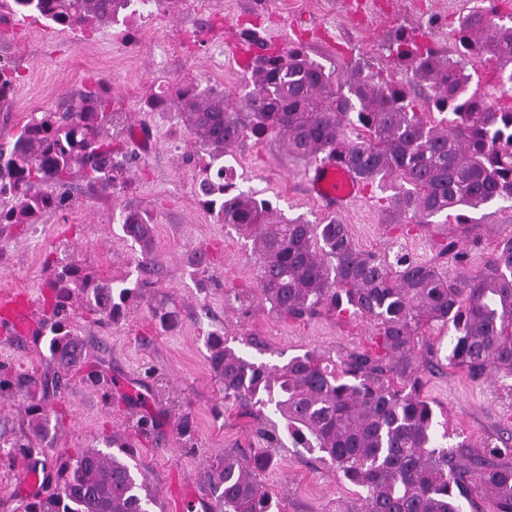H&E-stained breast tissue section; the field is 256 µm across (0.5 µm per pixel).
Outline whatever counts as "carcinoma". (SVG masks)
<instances>
[{"label": "carcinoma", "instance_id": "1", "mask_svg": "<svg viewBox=\"0 0 512 512\" xmlns=\"http://www.w3.org/2000/svg\"><path fill=\"white\" fill-rule=\"evenodd\" d=\"M139 0H0V22L22 15L60 31L93 30L119 20ZM458 59L428 40L401 34L389 45L396 61L430 90L428 111L410 93L357 66L346 78L299 46L277 50L249 34L257 47L245 66L242 111L226 103L224 89L185 81L173 92H152L151 112H174L205 160L197 196L220 224L252 241L257 256L256 296L284 320L304 321L323 310L374 322L385 356L362 352L336 370L309 354L270 367L245 358L224 337L207 341L208 362L224 385V399L247 411L260 406L286 423L294 447L316 450L342 479L360 488V512H462L461 500L479 487L493 512H512V465L479 459L457 463L440 442L433 409L420 394L421 349L415 337L426 324L453 327L449 363L474 382L512 378V235L504 236L481 267L467 270L466 253L450 241L461 272L446 277L434 263L405 254L361 250L348 225L334 216L311 224L276 213L272 203L238 189L232 169L215 162L245 139L274 136L303 160L334 157L367 185L384 193L387 223L446 224L451 212L512 201V106L491 108L471 88L466 64H499L502 85H512V24L496 5L477 7L458 20ZM20 65L0 61V122L9 124ZM127 115L97 80L70 90L53 110L11 127L0 141V224H37L73 205L75 178L102 194L130 183L125 151ZM123 237L137 250L135 281L99 276L66 249L51 261L45 287L49 316L33 335L67 372L85 364L71 323L74 303L100 324L119 320L159 271L154 220L139 207L120 215ZM161 327L173 326L167 304L151 306ZM48 382L12 376L0 365V395L26 400L24 442L30 454L54 440L55 411L44 404ZM98 447L55 461L54 488L24 505V512H152L144 475L132 463V444L114 433ZM272 449L224 453L209 465L205 482L218 512H281L260 474Z\"/></svg>", "mask_w": 512, "mask_h": 512}]
</instances>
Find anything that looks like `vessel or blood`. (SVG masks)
<instances>
[{
  "mask_svg": "<svg viewBox=\"0 0 512 512\" xmlns=\"http://www.w3.org/2000/svg\"><path fill=\"white\" fill-rule=\"evenodd\" d=\"M306 191L326 209L341 212L363 192L362 183L339 160L315 162L305 176ZM32 304L24 296L0 292V334L13 336L25 332L30 324Z\"/></svg>",
  "mask_w": 512,
  "mask_h": 512,
  "instance_id": "obj_1",
  "label": "vessel or blood"
}]
</instances>
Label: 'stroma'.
Masks as SVG:
<instances>
[{"mask_svg":"<svg viewBox=\"0 0 512 512\" xmlns=\"http://www.w3.org/2000/svg\"><path fill=\"white\" fill-rule=\"evenodd\" d=\"M481 0H150L119 22L93 31L47 28L43 21L14 17L0 23V58L19 62L23 80L15 92L12 122L54 108L76 85L103 79L116 105L128 112L132 136L127 143L134 163L132 184L114 195L77 185L69 209L48 214L38 224L0 225V290L25 292L35 310H42L49 271L47 256L67 244L79 262L106 278L134 272L135 250L123 239L118 215L135 206L155 216V253L161 273L154 287L127 310L124 318L102 327L76 318L86 357L105 378H118L122 388L102 399L99 387L81 373L62 372L43 343L33 338L0 335V363L21 374L59 379L50 402L64 416L56 436L38 457L54 464L60 453L94 446L101 435L132 437L139 468L157 504L187 493H201L208 465L225 452L250 453L267 445L275 433V455L261 480L282 512H359L357 487L324 464L319 453L294 447L284 423L270 425L263 417L225 403L221 384L209 365L208 332L224 334L244 356L268 365L315 354L323 363L375 350L376 328L369 319L340 318L328 312L304 321L277 318L261 302L246 307L226 303L230 288L255 285L256 256L249 240L214 221L199 203L195 185L200 175L198 153L174 113L143 110V99L158 87H176L196 80L224 88L228 105L239 107L243 68L232 53L256 32L267 43L285 48L303 45L326 69L342 75L355 66L404 85L416 104L426 88L410 71L395 65L388 47L399 29L426 39L449 57H456L453 30L462 14ZM238 186L271 199L287 217L317 222L324 216L305 191L306 164L288 155L275 140L250 139L224 158ZM381 192L372 186L341 214L361 249L401 251L410 258L434 262L455 274L452 256H440L441 243L457 240L476 269L512 233V203L493 202L466 212L464 223L449 219L411 232L387 223ZM203 249L209 265L199 272L187 257ZM210 281L207 291L199 277ZM165 302L177 314L173 328H162L151 307ZM451 329L424 327L419 345L429 350L430 368L422 373V396L430 403L437 429L458 444L460 463L487 457L491 447L504 448L502 462L512 464V382L469 380L450 365ZM148 397L136 404V394ZM152 414L157 426L140 435L135 423ZM190 414L194 445L181 447L177 425ZM26 457L0 448V512H19L16 493L25 475Z\"/></svg>","mask_w":512,"mask_h":512,"instance_id":"1","label":"stroma"}]
</instances>
